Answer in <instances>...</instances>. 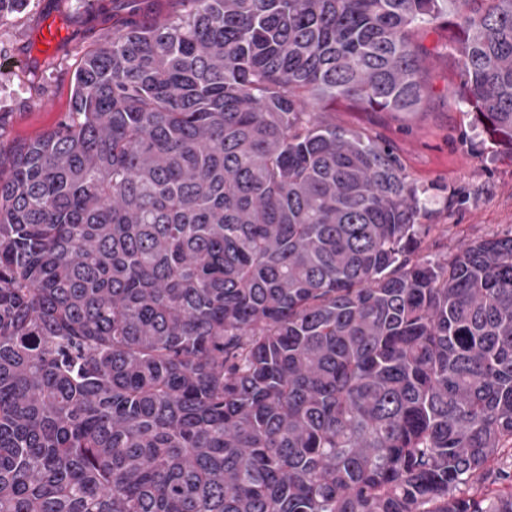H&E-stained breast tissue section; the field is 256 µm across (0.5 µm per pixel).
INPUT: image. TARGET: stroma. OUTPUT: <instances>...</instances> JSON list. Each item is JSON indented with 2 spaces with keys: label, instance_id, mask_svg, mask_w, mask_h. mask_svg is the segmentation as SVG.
Masks as SVG:
<instances>
[{
  "label": "stroma",
  "instance_id": "35a3bbf8",
  "mask_svg": "<svg viewBox=\"0 0 512 512\" xmlns=\"http://www.w3.org/2000/svg\"><path fill=\"white\" fill-rule=\"evenodd\" d=\"M112 0H28L0 19V144L35 140L71 109L73 73L88 49L112 30ZM57 23L63 39L48 49L41 24ZM449 31L429 32V95L422 108L399 117L337 103L331 118L389 143L428 198L426 223L435 230L422 246L441 257L463 243L512 233V152L495 147L476 128L467 107L449 97L458 81L455 61L441 47Z\"/></svg>",
  "mask_w": 512,
  "mask_h": 512
}]
</instances>
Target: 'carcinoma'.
<instances>
[{
    "instance_id": "cac0c4a2",
    "label": "carcinoma",
    "mask_w": 512,
    "mask_h": 512,
    "mask_svg": "<svg viewBox=\"0 0 512 512\" xmlns=\"http://www.w3.org/2000/svg\"><path fill=\"white\" fill-rule=\"evenodd\" d=\"M170 2L0 144V512H512V235L421 255L330 119L417 111L451 27L512 151V0Z\"/></svg>"
}]
</instances>
